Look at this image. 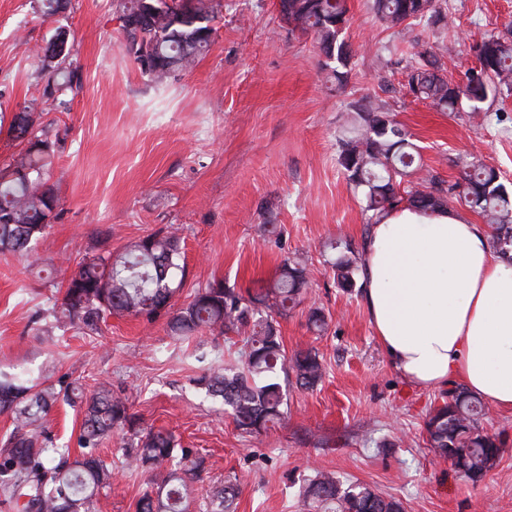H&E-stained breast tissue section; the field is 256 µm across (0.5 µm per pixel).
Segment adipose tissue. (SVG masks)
I'll list each match as a JSON object with an SVG mask.
<instances>
[{"mask_svg":"<svg viewBox=\"0 0 512 512\" xmlns=\"http://www.w3.org/2000/svg\"><path fill=\"white\" fill-rule=\"evenodd\" d=\"M483 225L403 207L371 225L363 298L390 364L421 389L462 384L512 412V263Z\"/></svg>","mask_w":512,"mask_h":512,"instance_id":"1","label":"adipose tissue"}]
</instances>
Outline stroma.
Listing matches in <instances>:
<instances>
[{"mask_svg":"<svg viewBox=\"0 0 512 512\" xmlns=\"http://www.w3.org/2000/svg\"><path fill=\"white\" fill-rule=\"evenodd\" d=\"M209 50L157 82L126 50L112 0H72L64 19L75 38L78 88L47 103L34 51L55 27L32 0H0V164L19 148L9 126L23 108L56 136L50 182L60 198L37 251L0 253V371L29 372L86 391L107 386L130 395L143 426L174 431L203 458L193 512H205L211 486L246 481L237 512H307L299 494L314 469L365 483L404 502L407 512H512V414L491 409L488 432L507 444L480 482L458 474L425 442L424 420L442 393L403 380L369 323L360 289L337 288L322 244L342 235L361 244L367 227L357 196L336 162V137L348 102H385L420 148L424 164L459 178V158L474 155L512 185V97L489 111L453 116L401 89L397 50L439 48L451 79L473 66L469 47L512 22V0H448V26L389 27L369 0H347L353 50L346 87H337L310 35L283 20L277 0H213ZM278 224L271 236L266 220ZM184 242L182 295L214 281L238 291L271 279L284 257L308 269L304 301L279 326L287 353L316 347L325 376L309 391L286 387L285 418L249 436L197 392L192 377L223 364L240 336L204 335L207 354L170 336L163 320L113 316L100 332L71 328L41 335L65 276L84 258L158 231ZM331 321L307 327L310 302ZM81 415L60 401L46 423L57 447L78 456ZM120 438L98 453L112 472L97 512H135L145 479L124 467Z\"/></svg>","mask_w":512,"mask_h":512,"instance_id":"obj_1","label":"stroma"}]
</instances>
